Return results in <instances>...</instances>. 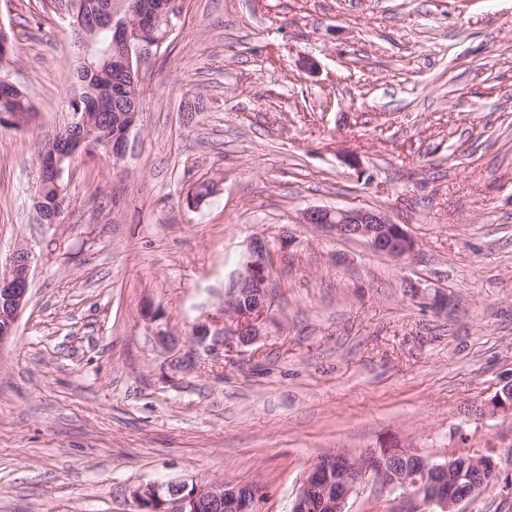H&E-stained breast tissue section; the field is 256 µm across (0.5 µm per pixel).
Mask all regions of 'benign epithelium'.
<instances>
[{
    "mask_svg": "<svg viewBox=\"0 0 512 512\" xmlns=\"http://www.w3.org/2000/svg\"><path fill=\"white\" fill-rule=\"evenodd\" d=\"M151 8L147 3L135 8L127 0H115L112 11L114 47L121 61L136 65L137 76H142L152 49L160 48L164 40L138 24L139 15ZM140 138L138 121L126 124L123 144L114 159L125 160L136 148ZM105 211L93 202L80 208L67 209L66 223L50 224L51 240L63 245L76 226L93 229ZM301 223L311 224L340 238L359 239L375 251L395 260L405 261L416 256L417 242L399 224L390 223L376 211L363 208L313 207L301 215ZM277 255L260 238H254L241 257L238 268L230 276L224 293V303L213 314L203 316L193 326L196 346L209 352L237 344L248 346L263 336V327L271 313V288ZM32 268L31 249L17 245L8 263L0 267V345L13 336L23 309L28 302ZM493 415L512 413V396L502 394L487 403ZM411 456V452L387 448L381 452L373 449L359 457H347L334 452L322 453L305 472L292 512H306L310 498L318 484L321 488L320 508L323 512H345L347 500L357 486L368 476L380 486L397 492L412 505L414 512H421L425 505L434 512H457L463 498L454 489L464 475L457 469L455 460L437 463L422 455L418 457L416 475L408 469H397L392 461ZM337 482L339 494L329 492L327 486ZM138 512H201L203 506L224 504L226 512H258L265 491L258 484L229 487L224 483L185 482L169 484H140L129 489Z\"/></svg>",
    "mask_w": 512,
    "mask_h": 512,
    "instance_id": "benign-epithelium-1",
    "label": "benign epithelium"
}]
</instances>
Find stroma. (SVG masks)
Returning a JSON list of instances; mask_svg holds the SVG:
<instances>
[{"instance_id":"stroma-1","label":"stroma","mask_w":512,"mask_h":512,"mask_svg":"<svg viewBox=\"0 0 512 512\" xmlns=\"http://www.w3.org/2000/svg\"><path fill=\"white\" fill-rule=\"evenodd\" d=\"M35 9L0 0L38 107L0 127V262L22 240L35 255L0 347V512H137L130 487L195 481L258 483L261 512H289L319 454L370 448L512 474V415L484 412L512 381V0H185L143 73L122 223L53 257L30 195L72 41ZM113 167L77 153L72 202ZM314 206L380 210L419 255L300 223ZM256 237L282 250L272 320L206 352L192 326ZM404 507L369 479L346 512Z\"/></svg>"}]
</instances>
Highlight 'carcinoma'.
I'll return each instance as SVG.
<instances>
[{
  "instance_id": "carcinoma-1",
  "label": "carcinoma",
  "mask_w": 512,
  "mask_h": 512,
  "mask_svg": "<svg viewBox=\"0 0 512 512\" xmlns=\"http://www.w3.org/2000/svg\"><path fill=\"white\" fill-rule=\"evenodd\" d=\"M37 7L39 15L33 17L36 25L51 15L62 20L72 34L73 81L65 100L61 131L83 142L84 151L98 149L104 155L105 146L116 138L112 115L135 111L144 95V88L112 61V0H38ZM102 17L106 21L97 31L91 36L84 35L85 24L92 18ZM2 111L19 115L21 123L15 128L21 129L31 122L36 108L22 88L8 91L0 88ZM61 193L68 194L64 181L56 184L49 177L38 183L33 206L42 210L44 223L60 224L66 219L56 207Z\"/></svg>"
}]
</instances>
